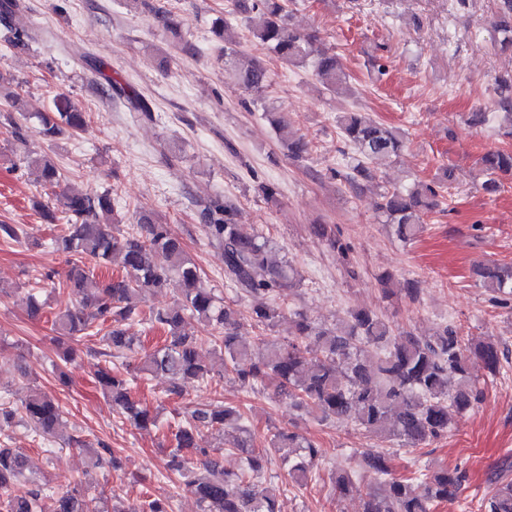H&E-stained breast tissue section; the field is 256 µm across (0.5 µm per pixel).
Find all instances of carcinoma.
<instances>
[{
	"label": "carcinoma",
	"instance_id": "obj_1",
	"mask_svg": "<svg viewBox=\"0 0 512 512\" xmlns=\"http://www.w3.org/2000/svg\"><path fill=\"white\" fill-rule=\"evenodd\" d=\"M500 2L501 15L495 23L498 44L502 50L512 51V0ZM238 6L246 14L254 10L260 14V22L252 29L253 37L275 55L289 64L311 66L330 92L347 88L346 75L338 67L336 56L321 48L316 36L289 26L285 0H238ZM0 14L13 21L17 42L30 38L18 0H0ZM215 35L224 41L225 79L247 91L263 87L267 81L265 67L255 60L244 62L238 58L225 26H216ZM105 79L117 87L129 111L152 118V104L143 94L130 86L117 85L110 75ZM496 84L502 109L499 119L505 135L512 136V75L498 77ZM40 121L41 135L54 140L82 130L86 114L69 96L57 94ZM273 123L288 153L302 157L307 143L293 135L288 114L275 113ZM338 124L352 148L343 174L351 185L370 176L368 162L396 156L406 146L403 132L366 113L344 112ZM23 159L37 167L47 182L58 183L64 178L59 167L44 156L32 158L26 152ZM482 165L487 176L483 188L494 192L498 178L512 174V151H489L482 157ZM64 197L67 227L54 239V248L77 257L67 276L74 302L53 320V330L58 333V358L65 365L75 354L71 343L92 335L97 321H109L106 355L136 358L135 374L160 378L166 383V394L179 395L185 384L205 382L214 375V365L200 351L203 339L184 332L189 315L209 327L208 341L219 354L224 373L233 374L242 386L271 387L320 423L350 421L377 439L411 448L433 442L448 432L454 415L481 402L483 392L472 379V364H481L493 377L500 373L497 344L469 346L450 326L418 337L394 330L387 320L365 308L348 311L331 328L300 311L285 312L278 297L296 287L301 274L293 266L271 258L270 240L236 223V207L230 201L204 208L201 217L209 243L224 253V274L230 282L247 297L266 298L244 312L217 300L202 283L199 267L181 239L151 212L136 213V230L120 235L110 221L114 213L110 192L91 195L67 189ZM438 202L436 185L417 182L409 188L384 191L374 208L384 223L395 227L400 240L410 242L423 232L424 216L433 212ZM315 234L329 250L348 256L346 244L334 229L319 224ZM116 256L124 273L102 272ZM476 274L495 299L506 301L512 297L511 269L488 262L479 265ZM174 278L181 284V302L171 308L144 310L147 296L165 288ZM243 315L265 332L252 344L242 341L238 334ZM286 317L292 322L293 336L285 342L272 332ZM136 319L160 326L165 333L164 343L146 350L141 338L129 335L126 329ZM96 379L99 389L131 426L147 429L157 425V414L132 396L129 379L106 366L98 370ZM183 414L185 421L174 433V450L166 469L178 473L185 469V449L201 456L200 471L186 481L187 492L196 499L200 512H277L279 486L270 483L259 491L255 489L272 458L278 459L288 480L297 487L307 485L322 459L320 445L296 431L280 429L271 435L266 447L255 446L253 436L242 424V414L232 406L187 404ZM60 424L59 405L36 388H29L18 404L0 402V434L23 426L34 436L50 440L57 436ZM228 428L236 435L224 445L244 462L238 474L225 471L208 449L196 443L203 429L224 436ZM82 452L89 458L86 479L61 488L28 476L27 458L13 448L0 447V512H172L170 503L161 499L127 505L114 492L109 497L103 493L89 496L92 470L105 464L117 469L120 460L104 444ZM364 461L382 492L369 494L362 512H434L436 505L448 500L465 481L461 469H444L429 477L420 494L411 480L391 476L383 455L369 451ZM484 509L512 512V482L485 498Z\"/></svg>",
	"mask_w": 512,
	"mask_h": 512
}]
</instances>
